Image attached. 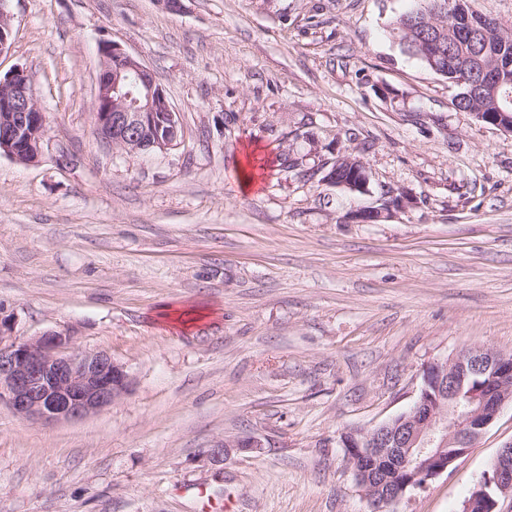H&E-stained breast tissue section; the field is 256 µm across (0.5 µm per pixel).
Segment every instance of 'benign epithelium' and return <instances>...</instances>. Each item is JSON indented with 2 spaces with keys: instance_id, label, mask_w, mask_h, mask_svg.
Here are the masks:
<instances>
[{
  "instance_id": "obj_1",
  "label": "benign epithelium",
  "mask_w": 512,
  "mask_h": 512,
  "mask_svg": "<svg viewBox=\"0 0 512 512\" xmlns=\"http://www.w3.org/2000/svg\"><path fill=\"white\" fill-rule=\"evenodd\" d=\"M12 16L0 3V53L8 48ZM100 77L95 112L96 128L107 142L125 150L140 149L139 135L154 123V114L175 109L153 71L113 42L99 46ZM474 116L512 134L511 112L474 113ZM45 115L24 70L0 78V155L20 165L36 162L42 152ZM353 166L343 176L336 170L325 182L351 192H368L369 177L356 157L343 156L336 164ZM404 204L394 197L378 206L364 207L352 218L377 223ZM12 322L0 317V406L43 422L75 420L99 412L128 393L125 367L110 354L76 346L67 332L47 331L19 340L11 335ZM512 399V357L499 351H465L426 368L423 384L410 411L362 432L353 443L351 460L360 487L372 493L364 475L377 468L404 474L396 499L423 488L467 453L493 422L503 404ZM249 437L224 441L209 458L224 463L229 449H253ZM512 493V444L498 453L492 475L464 505L463 512H495L496 498Z\"/></svg>"
}]
</instances>
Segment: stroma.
<instances>
[{
  "label": "stroma",
  "mask_w": 512,
  "mask_h": 512,
  "mask_svg": "<svg viewBox=\"0 0 512 512\" xmlns=\"http://www.w3.org/2000/svg\"><path fill=\"white\" fill-rule=\"evenodd\" d=\"M414 5L7 0L0 75L27 72L46 129L38 163L0 155V313L131 387L78 421L1 406L0 512H200V487L224 512H368L340 433L408 411L432 363L512 353V134L400 44ZM104 41L154 72L179 148L100 137ZM345 154L368 193L323 182ZM509 443L512 399L395 512H462ZM404 202V196L392 197L391 201L384 202L379 206L364 207L356 211L352 217L363 224L377 223L389 218L391 211L394 208L402 207ZM228 448H239L247 450L253 448H261V445L251 437L247 439L240 438L233 441H224L216 445L215 448L210 450V460L215 463L224 464V461H226L229 455Z\"/></svg>",
  "instance_id": "stroma-1"
}]
</instances>
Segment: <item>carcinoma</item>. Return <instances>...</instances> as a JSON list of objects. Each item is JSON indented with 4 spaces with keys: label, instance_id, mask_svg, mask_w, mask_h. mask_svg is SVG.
<instances>
[{
    "label": "carcinoma",
    "instance_id": "cac0c4a2",
    "mask_svg": "<svg viewBox=\"0 0 512 512\" xmlns=\"http://www.w3.org/2000/svg\"><path fill=\"white\" fill-rule=\"evenodd\" d=\"M438 0H417V6L399 15L393 22L401 44L431 71L457 85L468 72L472 83L459 88L462 99L455 107L463 112L512 113V32L500 25L480 35L464 58L457 54V40L462 23H476L479 14L471 10L469 0H453L459 15L435 10ZM504 70L507 80L500 84L486 82L482 72Z\"/></svg>",
    "mask_w": 512,
    "mask_h": 512
}]
</instances>
